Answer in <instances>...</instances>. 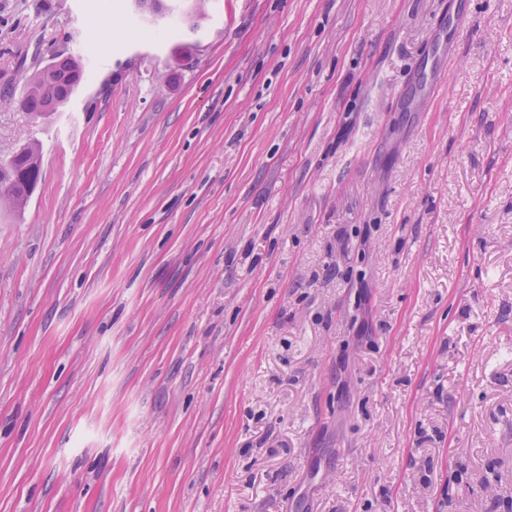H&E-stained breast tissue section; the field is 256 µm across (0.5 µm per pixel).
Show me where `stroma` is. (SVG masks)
Segmentation results:
<instances>
[{
	"label": "stroma",
	"mask_w": 512,
	"mask_h": 512,
	"mask_svg": "<svg viewBox=\"0 0 512 512\" xmlns=\"http://www.w3.org/2000/svg\"><path fill=\"white\" fill-rule=\"evenodd\" d=\"M136 20L0 0V512H512V0ZM85 68L81 58L69 57L37 69L26 82L22 108L36 120L51 116L70 99ZM35 145H28L0 163V197H27L40 178V164H34ZM37 154V153H36Z\"/></svg>",
	"instance_id": "obj_1"
}]
</instances>
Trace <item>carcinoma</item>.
Returning a JSON list of instances; mask_svg holds the SVG:
<instances>
[{"mask_svg":"<svg viewBox=\"0 0 512 512\" xmlns=\"http://www.w3.org/2000/svg\"><path fill=\"white\" fill-rule=\"evenodd\" d=\"M85 68V61L69 57L36 70L26 82L22 108L36 120L54 114L70 99ZM34 153L29 145L0 163V196L26 197L36 187L40 165L33 163Z\"/></svg>","mask_w":512,"mask_h":512,"instance_id":"obj_1","label":"carcinoma"}]
</instances>
